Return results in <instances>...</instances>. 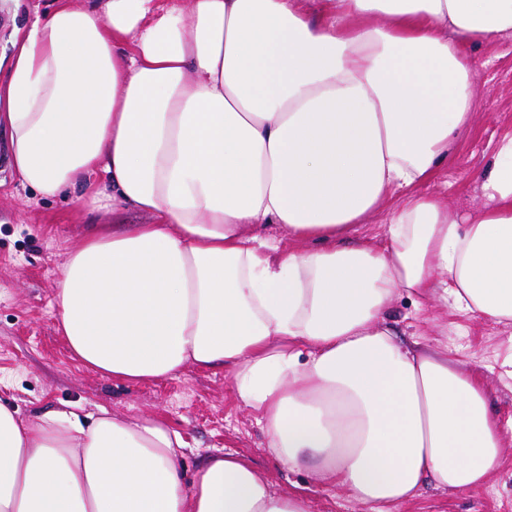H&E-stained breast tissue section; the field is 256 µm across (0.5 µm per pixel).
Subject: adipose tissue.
Segmentation results:
<instances>
[{
  "mask_svg": "<svg viewBox=\"0 0 512 512\" xmlns=\"http://www.w3.org/2000/svg\"><path fill=\"white\" fill-rule=\"evenodd\" d=\"M512 0H56L11 35L0 123L20 183L151 216L72 249L54 292L74 358L127 382L223 366L272 455L364 512L483 486L512 447L478 368L398 342V297L512 325V135L469 223L408 197L472 111L461 45ZM278 226L296 251L266 236ZM157 417L0 403V512H311L231 451L195 472Z\"/></svg>",
  "mask_w": 512,
  "mask_h": 512,
  "instance_id": "adipose-tissue-1",
  "label": "adipose tissue"
}]
</instances>
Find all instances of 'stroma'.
<instances>
[{
	"label": "stroma",
	"mask_w": 512,
	"mask_h": 512,
	"mask_svg": "<svg viewBox=\"0 0 512 512\" xmlns=\"http://www.w3.org/2000/svg\"><path fill=\"white\" fill-rule=\"evenodd\" d=\"M51 0H0V54L9 36ZM474 62L472 123L459 137L446 165L417 194H435L460 219L480 212L478 176L492 162L498 140L512 134V39L466 47ZM149 215L82 208L75 194L45 199L21 185L6 161L0 132V399L20 416L35 417L79 402L140 417L162 418L188 443L185 462L197 467L218 451L238 453L282 493H300L311 512H362L341 491L319 486L309 470L288 471L266 448V434L240 405L229 371L189 367L178 375L127 384L99 375L72 358L59 330L53 295L70 249L100 224H147ZM391 325L400 340L439 343L449 357L483 367L501 421L512 419V389L499 381L500 357L512 352V327L488 324L447 310L439 302L415 308L407 298L393 306ZM400 512H512V449L483 487L448 495L427 487Z\"/></svg>",
	"instance_id": "obj_1"
}]
</instances>
